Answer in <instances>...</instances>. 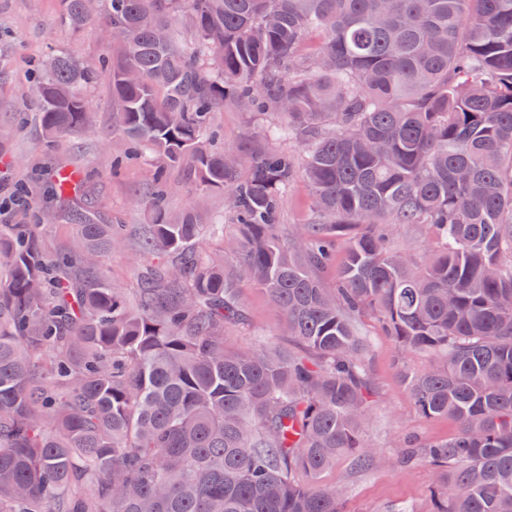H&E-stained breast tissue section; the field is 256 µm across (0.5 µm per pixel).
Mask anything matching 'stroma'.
Here are the masks:
<instances>
[{
  "instance_id": "1",
  "label": "stroma",
  "mask_w": 512,
  "mask_h": 512,
  "mask_svg": "<svg viewBox=\"0 0 512 512\" xmlns=\"http://www.w3.org/2000/svg\"><path fill=\"white\" fill-rule=\"evenodd\" d=\"M61 12L60 0H0V223L41 225L43 248L52 257L62 252L74 233L71 213L75 209H88L99 224L126 225L127 238L108 257L107 267L114 285L133 288L138 273L153 262L138 247V230L147 218L135 200L154 188L155 168L126 159L127 141L109 134L112 89L103 79L88 91L90 127L48 141L34 87L54 54L69 51L83 66L97 68L119 51L104 34L101 22L72 27L62 23ZM253 124L250 113L225 102L214 115L219 134L215 148L237 146ZM62 167L79 170L84 182L75 194L60 200L50 197L48 189L55 171ZM23 186L36 197L37 208L17 205ZM163 191L169 210L195 211L206 224L223 222L225 237L234 236L235 228L225 215L224 192L197 189L191 162L169 173ZM315 220L309 186L304 178H296L282 199L279 235L293 241L303 225ZM388 231L392 246L415 261H423L433 251L425 225L392 224ZM240 298L248 324L226 338L227 347L287 344L283 315L264 291L246 284ZM356 328L370 345L366 363L372 396L363 437L384 462L360 469L352 458H343L324 472L322 481L344 488V512H433L431 470L420 457L403 458L401 444L406 439L442 440L455 434L458 425L447 418L424 417L416 410L398 367L428 369L436 359L423 352L399 354L372 314L358 317Z\"/></svg>"
}]
</instances>
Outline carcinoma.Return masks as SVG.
I'll return each mask as SVG.
<instances>
[{
	"mask_svg": "<svg viewBox=\"0 0 512 512\" xmlns=\"http://www.w3.org/2000/svg\"><path fill=\"white\" fill-rule=\"evenodd\" d=\"M62 2L69 25L103 19L120 55L97 72L52 59L47 134L88 128L107 79L110 132L160 177L191 160L236 234L210 256L198 241L224 225L143 197L140 248L161 261L127 293L104 272L123 225L75 213L54 260L37 225H0V512H341L321 473L345 454L383 463L360 433L368 309L400 353L439 357L399 369L423 416L460 425L406 453L432 467L435 512H512V0ZM226 99L279 116L262 135L306 146L304 166L205 148ZM299 174L324 222L288 243L275 220ZM383 224H428L437 251L414 262ZM341 241L328 288L315 270ZM243 283L298 351L224 345L247 321Z\"/></svg>",
	"mask_w": 512,
	"mask_h": 512,
	"instance_id": "carcinoma-1",
	"label": "carcinoma"
}]
</instances>
